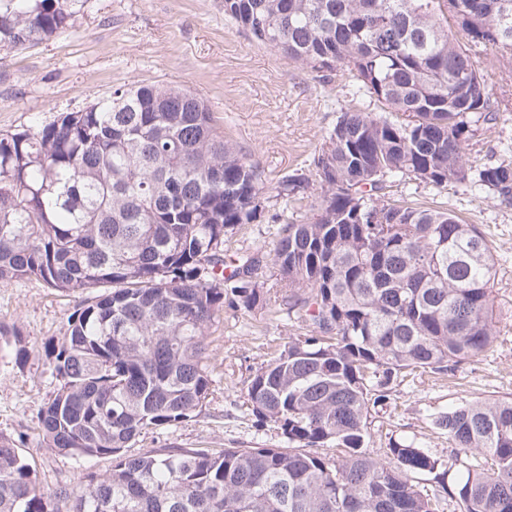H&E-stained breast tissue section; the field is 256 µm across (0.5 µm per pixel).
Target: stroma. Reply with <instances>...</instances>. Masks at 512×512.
<instances>
[{"label":"stroma","mask_w":512,"mask_h":512,"mask_svg":"<svg viewBox=\"0 0 512 512\" xmlns=\"http://www.w3.org/2000/svg\"><path fill=\"white\" fill-rule=\"evenodd\" d=\"M135 83L190 90L212 112L219 131L252 154L266 186L286 173L308 182L304 199H270L255 223L224 240L227 255L269 257L280 225L306 219L321 194L312 159L325 132L347 109H366L347 67L315 72L276 49L258 44L224 15V0H85L73 28L26 49L0 51V134L52 123ZM512 144V111L499 113L481 131L466 157L480 166L501 158ZM425 204L448 208L479 225L497 258L493 290L497 339L478 361L454 376L405 382L375 414L367 451L382 454L389 440L415 443L439 459L444 482L464 473L448 437L433 418L472 399L512 397V206L466 186L419 187ZM81 295L47 288L35 279L0 284V324L16 336L0 337V434L28 457L41 486L74 484L80 475L105 473L108 456L88 460L39 447L36 414L57 381L44 345L60 339ZM300 334L284 302L251 312L223 309L207 330L211 394L201 411L173 427H158L132 441L127 454L157 448H252L281 446L274 432L258 429L243 406L253 372ZM26 346L25 365L15 362Z\"/></svg>","instance_id":"obj_1"}]
</instances>
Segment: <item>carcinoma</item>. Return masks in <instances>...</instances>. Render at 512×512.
Listing matches in <instances>:
<instances>
[{
    "label": "carcinoma",
    "mask_w": 512,
    "mask_h": 512,
    "mask_svg": "<svg viewBox=\"0 0 512 512\" xmlns=\"http://www.w3.org/2000/svg\"><path fill=\"white\" fill-rule=\"evenodd\" d=\"M224 0L262 45L315 71L347 67L378 112L343 111L312 163L320 200L280 228L271 266L303 334L244 392L283 448H161L126 456L149 428L175 426L210 395L205 336L228 307L266 302L260 259H227L224 236L257 221L268 188L207 105L156 84L117 88L86 112L0 137V283L34 277L86 293L45 345L58 385L38 436L62 456L112 469L40 487L0 435V512H439L415 481L440 461L394 441L362 448L377 408L415 373L445 376L496 339L484 233L393 183L470 186L512 205V146L473 166L466 146L496 121L483 75L512 0ZM83 0H0V50L74 26ZM452 17L464 44L440 22ZM298 174L274 191L293 198ZM434 425L466 464L459 512H512V398L463 401ZM332 448L329 456L319 452Z\"/></svg>",
    "instance_id": "cac0c4a2"
}]
</instances>
